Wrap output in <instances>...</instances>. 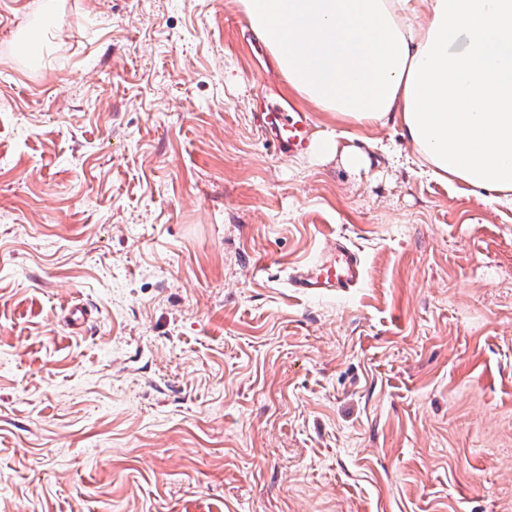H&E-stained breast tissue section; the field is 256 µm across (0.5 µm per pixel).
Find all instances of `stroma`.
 Masks as SVG:
<instances>
[{
    "label": "stroma",
    "instance_id": "stroma-1",
    "mask_svg": "<svg viewBox=\"0 0 512 512\" xmlns=\"http://www.w3.org/2000/svg\"><path fill=\"white\" fill-rule=\"evenodd\" d=\"M58 2L0 0V512H512V207L275 152L236 0ZM363 262L345 239L326 247L314 260L294 267L287 277L288 288L304 296L344 293L363 280Z\"/></svg>",
    "mask_w": 512,
    "mask_h": 512
}]
</instances>
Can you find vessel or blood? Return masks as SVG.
<instances>
[{"label":"vessel or blood","instance_id":"b4317fda","mask_svg":"<svg viewBox=\"0 0 512 512\" xmlns=\"http://www.w3.org/2000/svg\"><path fill=\"white\" fill-rule=\"evenodd\" d=\"M253 121L266 143L276 152L301 154L308 150L310 117L305 112L285 110L277 100H264ZM363 262L344 239L326 247L314 260L289 271L287 284L294 293L321 296L344 293L360 285L363 280Z\"/></svg>","mask_w":512,"mask_h":512}]
</instances>
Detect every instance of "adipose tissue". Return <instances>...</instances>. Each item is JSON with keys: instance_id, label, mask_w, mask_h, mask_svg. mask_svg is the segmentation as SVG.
Instances as JSON below:
<instances>
[{"instance_id": "adipose-tissue-1", "label": "adipose tissue", "mask_w": 512, "mask_h": 512, "mask_svg": "<svg viewBox=\"0 0 512 512\" xmlns=\"http://www.w3.org/2000/svg\"><path fill=\"white\" fill-rule=\"evenodd\" d=\"M289 88L512 203V0H237Z\"/></svg>"}]
</instances>
